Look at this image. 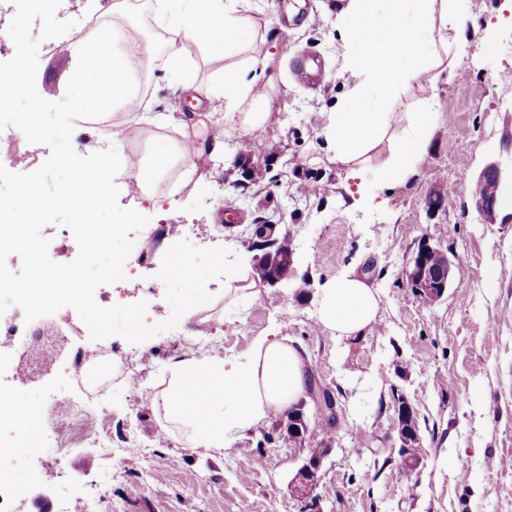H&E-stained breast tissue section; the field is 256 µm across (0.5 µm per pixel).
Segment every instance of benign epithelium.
Here are the masks:
<instances>
[{"label":"benign epithelium","instance_id":"obj_1","mask_svg":"<svg viewBox=\"0 0 512 512\" xmlns=\"http://www.w3.org/2000/svg\"><path fill=\"white\" fill-rule=\"evenodd\" d=\"M509 181L508 173L498 162L487 164L479 173L475 186L483 187L492 182L495 184L494 194L481 195L476 192L472 194V201L476 210L482 214L488 223L495 224L498 220V206L501 199V189ZM262 253L252 257V262L262 263L272 272L269 284L272 286L289 282L296 276L294 267L293 249H288V256H283L277 247L278 240L273 238V232H265L260 237ZM438 251L444 255L442 265L435 268L428 260L429 253ZM456 263L454 258L441 246L429 241L422 242L414 254L410 257L405 268L407 286L411 291L426 302L434 303L439 301L447 291L452 282ZM310 400L313 402L316 413L324 420L337 421L340 419L336 408V400L326 395L325 388L320 384L313 385L307 390ZM410 409L408 400H403L401 408L398 409L397 434L400 447L411 452L420 447L418 431L406 426L405 419ZM320 461L306 460L298 468L293 482L299 489L313 487L317 482V472Z\"/></svg>","mask_w":512,"mask_h":512}]
</instances>
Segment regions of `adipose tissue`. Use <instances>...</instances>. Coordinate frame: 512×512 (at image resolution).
<instances>
[{
  "mask_svg": "<svg viewBox=\"0 0 512 512\" xmlns=\"http://www.w3.org/2000/svg\"><path fill=\"white\" fill-rule=\"evenodd\" d=\"M160 42H152L136 21L99 25L72 44L80 60L70 76L77 94L67 104L64 132L78 139L79 117L88 113H124L136 123L173 128L164 152L123 153L129 136L125 123L112 126V161L73 166L64 188V205L79 208L86 228L99 226L114 210L120 187L112 170L124 171L143 191H151L169 171L181 169L192 180L204 152L222 150L221 135L209 143L199 138L204 119L188 123L174 113L153 111L143 91L146 62L156 63L182 93L219 104L224 124L252 143L255 131L275 125L274 77L257 75L274 59L268 38L260 34L256 0H146ZM455 0H348L336 16L342 70L351 81L329 116L326 134L336 161L349 178L361 176L365 155L388 144L390 156L380 173L384 182L407 181L421 163L432 134L429 110L395 113L402 87L422 73L447 66L448 29ZM214 62L207 81L197 78V61ZM398 135H390L391 126ZM375 290L354 270L346 269L322 288L318 318L337 337L357 339L376 320ZM167 387L154 404L167 424L183 428L187 443L223 450L227 436L251 429L285 413L304 397L306 354L284 336L257 337L250 351L233 362L183 357L172 362Z\"/></svg>",
  "mask_w": 512,
  "mask_h": 512,
  "instance_id": "obj_1",
  "label": "adipose tissue"
}]
</instances>
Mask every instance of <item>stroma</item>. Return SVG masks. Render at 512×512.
Wrapping results in <instances>:
<instances>
[{
  "mask_svg": "<svg viewBox=\"0 0 512 512\" xmlns=\"http://www.w3.org/2000/svg\"><path fill=\"white\" fill-rule=\"evenodd\" d=\"M345 2L263 0L276 43L279 123L257 133L254 165L234 166L239 135L217 112L212 121L223 131L224 151L201 158L198 186L157 187L142 205L132 194L119 198L148 222L130 253L139 262L136 279L112 291L130 304L147 301L152 322L171 313L155 280L181 224L185 240L227 248L247 267L249 225L273 223L296 252V279L255 284L253 294L232 301L223 280H211L203 323L184 317L139 344L73 333L63 350L71 371L35 378L17 389L15 405L31 411L51 397L78 402L88 410L85 428L107 423L121 454L111 458L67 423L58 427L70 440L61 457L39 443L1 438L12 448L7 465L39 467L52 501L82 500L92 512H306L291 487L306 451L279 418L229 436L216 451L164 432L163 414L151 404L174 360H233L256 336L279 333L306 350L312 378L344 409L326 429L314 406L305 407L309 429L325 433L327 453L312 492L319 512H512V223H485L472 204L486 162L512 164V100L500 86L501 75L512 73V0H458L461 37L448 69L421 74L400 93L402 111L430 105L433 134L416 174L395 186L378 172L387 145L370 153L358 180L348 178L325 137L346 90L336 31ZM74 40L68 33L38 51L36 82L51 86L57 101L78 65ZM309 54L324 73L314 88L297 73ZM433 193L442 197L436 211L427 208ZM229 213L236 216L230 226ZM425 239L456 257L453 282L433 304L416 297L404 276ZM350 266L379 295L373 328L354 341L317 319L321 288ZM108 348L112 356L103 357ZM398 394L418 422L413 471L397 453ZM150 461L155 468L141 479Z\"/></svg>",
  "mask_w": 512,
  "mask_h": 512,
  "instance_id": "1",
  "label": "stroma"
}]
</instances>
